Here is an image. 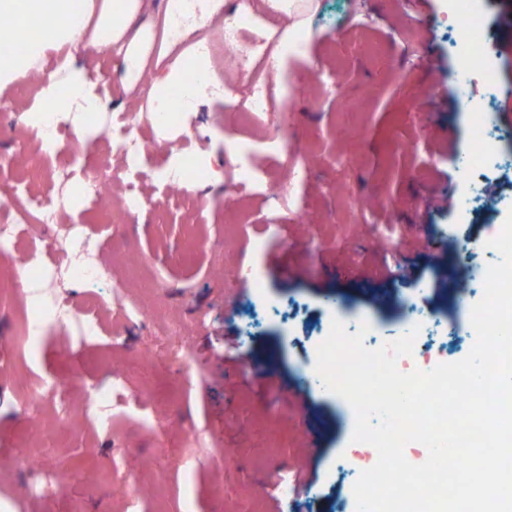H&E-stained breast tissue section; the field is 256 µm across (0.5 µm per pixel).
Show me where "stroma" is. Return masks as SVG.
<instances>
[{
    "instance_id": "1",
    "label": "stroma",
    "mask_w": 512,
    "mask_h": 512,
    "mask_svg": "<svg viewBox=\"0 0 512 512\" xmlns=\"http://www.w3.org/2000/svg\"><path fill=\"white\" fill-rule=\"evenodd\" d=\"M489 27L493 90L462 97L459 69L441 0H315L300 31L302 55H284L282 82L337 84L342 94L273 93L270 111L248 117L231 106L200 104L174 115L170 139H158L141 115L139 144L147 161L133 182L149 209L109 218L83 200L62 214L86 225L112 277L73 276L57 287L78 310L110 303L115 285L133 301H156L188 326L194 371L178 373L180 346L155 323L97 318L92 337L76 344L60 325L22 338L28 290L8 274L45 234L31 226L15 244H0V512H277L282 494L306 501V512H352L363 465L354 458L355 412L339 395L310 382L318 345L332 319L365 320L372 339L402 332L405 301L429 312L418 334L433 363L465 358L475 342L463 300L483 291L458 281L461 265L499 261L490 248H466L503 227L512 188L474 197L478 176L512 171V30L496 25L512 0H479ZM71 65L102 86L101 115L137 108L121 86L124 62L99 68L86 46L68 49ZM40 94L20 85L0 94V201L17 180L55 194L73 189L80 169L106 151L100 137H79L41 157L34 170L11 164L35 150L27 110ZM489 114L494 148L482 172L463 168L474 150L472 103ZM246 143L241 171L228 143ZM303 173H288L290 147ZM210 157L241 180L234 204L224 183L179 196L161 179L173 151ZM289 184L281 194V184ZM79 388L68 386L70 373ZM41 378H60L67 400L116 382L112 421L71 419L53 407L21 424L12 407ZM52 437L46 461L64 479L60 495L25 493L32 472L17 450ZM221 445L227 457L197 461L190 434Z\"/></svg>"
}]
</instances>
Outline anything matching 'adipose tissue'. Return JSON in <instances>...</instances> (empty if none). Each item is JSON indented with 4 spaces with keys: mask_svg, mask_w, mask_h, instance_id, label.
Returning <instances> with one entry per match:
<instances>
[{
    "mask_svg": "<svg viewBox=\"0 0 512 512\" xmlns=\"http://www.w3.org/2000/svg\"><path fill=\"white\" fill-rule=\"evenodd\" d=\"M223 0H163L166 19L180 20L186 47L154 78L152 96L165 100L179 94L180 108L195 111L201 97L220 102L223 83L214 68L205 39L195 37L194 15L213 13ZM154 0H0V93L24 82L34 65L51 48L83 43L111 47L126 65L124 89L151 65L149 47ZM96 86L63 62L43 91V104L28 112L34 128L65 119L74 101L96 98Z\"/></svg>",
    "mask_w": 512,
    "mask_h": 512,
    "instance_id": "obj_1",
    "label": "adipose tissue"
}]
</instances>
